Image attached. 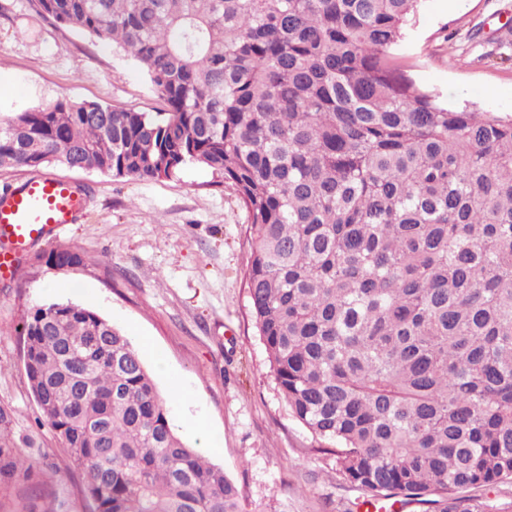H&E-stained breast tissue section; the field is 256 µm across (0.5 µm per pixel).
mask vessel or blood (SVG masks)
<instances>
[{"instance_id": "b4317fda", "label": "vessel or blood", "mask_w": 512, "mask_h": 512, "mask_svg": "<svg viewBox=\"0 0 512 512\" xmlns=\"http://www.w3.org/2000/svg\"><path fill=\"white\" fill-rule=\"evenodd\" d=\"M84 207L78 187L50 175L0 193V277L22 274L20 257L33 242L75 223Z\"/></svg>"}]
</instances>
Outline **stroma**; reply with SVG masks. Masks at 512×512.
Here are the masks:
<instances>
[{
	"label": "stroma",
	"mask_w": 512,
	"mask_h": 512,
	"mask_svg": "<svg viewBox=\"0 0 512 512\" xmlns=\"http://www.w3.org/2000/svg\"><path fill=\"white\" fill-rule=\"evenodd\" d=\"M395 53L420 87L449 104L512 116V0H423ZM0 73L13 85L0 116L56 100L159 112L142 66L111 42L38 17L29 0H0ZM85 191L78 223L28 247L19 280L0 279V433L29 459L32 481L0 483V512H89L83 475L40 421L23 364V324L38 305L72 302L140 347L176 432L190 447L203 423L212 463L238 485L246 512H356L362 493L326 444L280 397L250 315L246 210L220 174L197 163L171 177L115 178L50 166ZM53 251L80 257L59 269Z\"/></svg>",
	"instance_id": "1"
}]
</instances>
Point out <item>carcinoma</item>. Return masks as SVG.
Wrapping results in <instances>:
<instances>
[{
	"instance_id": "carcinoma-1",
	"label": "carcinoma",
	"mask_w": 512,
	"mask_h": 512,
	"mask_svg": "<svg viewBox=\"0 0 512 512\" xmlns=\"http://www.w3.org/2000/svg\"><path fill=\"white\" fill-rule=\"evenodd\" d=\"M421 0H30L128 52L162 112L58 100L0 119V169H212L245 207L250 313L291 415L366 497L448 509L512 479V118L392 54ZM25 369L92 512H244L175 433L139 351L72 302ZM27 459L0 439V478Z\"/></svg>"
}]
</instances>
